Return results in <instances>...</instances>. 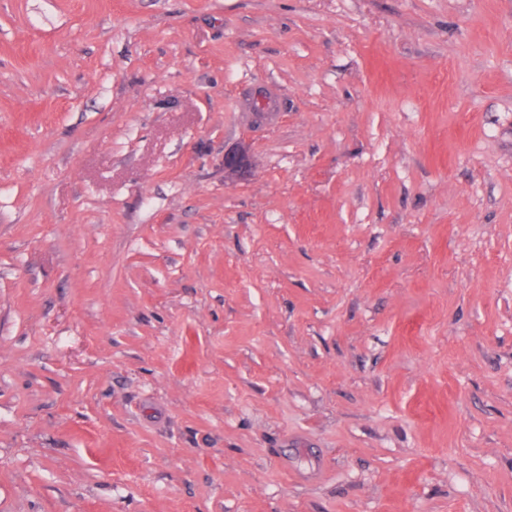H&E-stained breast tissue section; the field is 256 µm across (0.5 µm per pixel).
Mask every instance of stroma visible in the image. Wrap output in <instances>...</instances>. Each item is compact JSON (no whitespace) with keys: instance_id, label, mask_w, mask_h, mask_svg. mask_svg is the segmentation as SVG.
I'll return each mask as SVG.
<instances>
[{"instance_id":"obj_1","label":"stroma","mask_w":512,"mask_h":512,"mask_svg":"<svg viewBox=\"0 0 512 512\" xmlns=\"http://www.w3.org/2000/svg\"><path fill=\"white\" fill-rule=\"evenodd\" d=\"M0 512H512V0H0Z\"/></svg>"}]
</instances>
